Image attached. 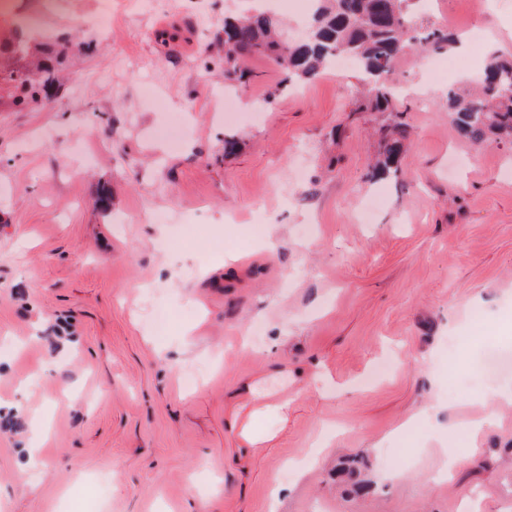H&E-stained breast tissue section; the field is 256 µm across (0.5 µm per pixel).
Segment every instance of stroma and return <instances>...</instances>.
Wrapping results in <instances>:
<instances>
[{"label": "stroma", "instance_id": "35a3bbf8", "mask_svg": "<svg viewBox=\"0 0 512 512\" xmlns=\"http://www.w3.org/2000/svg\"><path fill=\"white\" fill-rule=\"evenodd\" d=\"M39 2L0 18L65 53L46 98L0 96V512H512V400L482 383L512 348V143L473 145L446 105L512 53V0H415L460 45L396 62L380 176L394 116L359 68L289 82L254 54L225 79L224 20L256 0H112L105 32L101 0ZM258 404L254 443L228 421ZM446 446L468 458L432 480ZM390 127L385 136V151L376 164V168L382 172L396 169L403 151V123L395 119Z\"/></svg>", "mask_w": 512, "mask_h": 512}]
</instances>
